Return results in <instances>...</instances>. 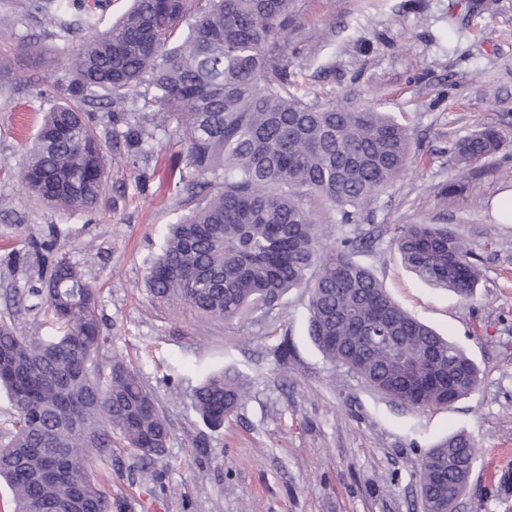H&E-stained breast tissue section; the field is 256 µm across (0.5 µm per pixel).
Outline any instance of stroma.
<instances>
[{
  "label": "stroma",
  "mask_w": 512,
  "mask_h": 512,
  "mask_svg": "<svg viewBox=\"0 0 512 512\" xmlns=\"http://www.w3.org/2000/svg\"><path fill=\"white\" fill-rule=\"evenodd\" d=\"M288 70L312 104L371 107L407 126L415 155L407 175L371 206L362 227L375 239L362 260L388 294L470 356L480 381L467 396L414 410L368 390L317 350L306 289L282 305L227 324L159 301L145 288L167 225L188 207L176 184L181 148L156 130L152 150L112 165L94 214L35 201L20 167L56 98V80L81 35L56 34L25 0H0L15 26L0 32V313L30 298L40 273L64 257L99 292L104 362L123 359L154 394L169 423L163 457L142 469L113 440L94 464L126 512H422L414 476L443 437L465 432L479 449L455 512H503L512 471V223L494 199L512 190V0H293ZM42 54L28 55V40ZM496 126L501 150L460 169L453 141ZM146 172L139 184L136 172ZM458 189L444 194L443 186ZM404 224H445L466 239L482 270L464 300L421 280L390 241ZM235 372L247 389L223 427L193 408L210 373Z\"/></svg>",
  "instance_id": "1"
}]
</instances>
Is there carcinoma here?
Wrapping results in <instances>:
<instances>
[{"mask_svg":"<svg viewBox=\"0 0 512 512\" xmlns=\"http://www.w3.org/2000/svg\"><path fill=\"white\" fill-rule=\"evenodd\" d=\"M134 0L109 29L108 0H28V15L51 16L58 34L80 31L78 52L42 94L65 102L48 112L26 149L20 179L42 202L93 211L109 158L85 120L87 106L117 104L149 78L145 111L112 131L142 150L153 124L179 134L186 172L179 191L200 206L168 225L146 276L153 297L177 301L231 323L272 309L289 291L309 290V335L324 358L364 385L412 409L446 406L471 393L479 369L460 348L411 316L357 255L373 250L358 233L328 244L317 201L339 223L356 224L365 207L409 169L411 134L372 108L305 102L290 90L288 26L292 0ZM188 33L169 46L175 30ZM503 139L486 125L450 148L457 165L496 153ZM420 278L471 297L480 270L466 243L443 224H404L391 240ZM42 308L60 334L26 338L0 316V390L15 410V431L0 441V478L14 512H112L89 466L112 456V433L143 462L162 456L164 412L138 373L115 358L100 362L98 295L75 264L49 269ZM246 397L238 376H208L194 408L219 427ZM474 440L449 435L429 449L416 474L425 512L443 498L448 512L466 488Z\"/></svg>","mask_w":512,"mask_h":512,"instance_id":"cac0c4a2","label":"carcinoma"}]
</instances>
